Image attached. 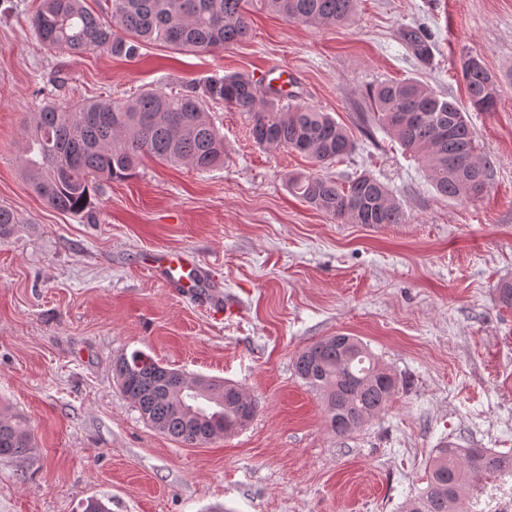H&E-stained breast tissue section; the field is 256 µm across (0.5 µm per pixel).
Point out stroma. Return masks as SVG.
Instances as JSON below:
<instances>
[{
    "mask_svg": "<svg viewBox=\"0 0 512 512\" xmlns=\"http://www.w3.org/2000/svg\"><path fill=\"white\" fill-rule=\"evenodd\" d=\"M40 0H0V205L21 225L0 243V409L26 420L35 451L0 458V512H402L436 448L512 452V0H361L354 24L311 26L256 12L251 34L204 54L145 47L134 62L48 49L29 18ZM434 35L422 68L398 30ZM501 80L496 111L469 120L493 163L473 201L439 197L421 164L378 126L363 129L367 89L416 77L465 99L463 56ZM291 74L299 102L353 135L322 169L257 147L244 114L210 108L222 167L145 159L96 193L93 219L48 208L22 155L48 95L122 101L147 87L245 72L269 87ZM319 172L382 181L404 224H340L288 190ZM198 257L234 306L164 287L146 252ZM358 337L398 388L355 433L336 436L319 395L296 374L317 340ZM141 350L190 376L241 385L258 404L234 434L191 446L146 424L113 379Z\"/></svg>",
    "mask_w": 512,
    "mask_h": 512,
    "instance_id": "35a3bbf8",
    "label": "stroma"
}]
</instances>
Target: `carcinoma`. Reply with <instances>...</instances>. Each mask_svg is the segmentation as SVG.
<instances>
[{
    "instance_id": "obj_1",
    "label": "carcinoma",
    "mask_w": 512,
    "mask_h": 512,
    "mask_svg": "<svg viewBox=\"0 0 512 512\" xmlns=\"http://www.w3.org/2000/svg\"><path fill=\"white\" fill-rule=\"evenodd\" d=\"M259 7L290 22L339 25L353 20L357 0H107L106 17L91 13L84 0H42L30 18L39 39L67 54L107 51L128 61L141 49L160 43L175 50L211 52L250 33V9ZM399 38L423 66L433 59L426 29L407 25ZM468 105L438 94L414 79L379 82L366 97L373 120L404 150L421 160L436 192L472 200L487 189L491 164L477 152L476 133L467 112L495 109L500 82L474 55L461 60ZM261 89L245 73L214 75L187 83L172 94L161 87L142 90L116 103L110 98L68 104L49 99L36 112L23 159L35 193L51 208L92 217L95 192L103 182L133 176L145 156L200 171L224 164V138L209 115L223 104L244 113L253 142L266 149L286 147L320 166L351 154L348 130L328 112ZM289 189L309 206L345 224H404L407 214L387 186L369 173L340 183L325 175L291 177ZM20 220L0 206V241L18 230ZM295 371L319 392L332 432L345 437L379 412L397 388L396 376L381 367L368 347L344 333L324 337L296 358ZM115 379L142 419L179 442L207 443L231 435L257 414L254 399L236 383L206 378V396L224 403L193 423L174 400L187 375L161 365L141 351L116 361ZM34 449L21 419L0 412V457H20ZM512 470V454L487 448L436 449L426 486L409 499L405 512H462L470 480L496 479Z\"/></svg>"
}]
</instances>
